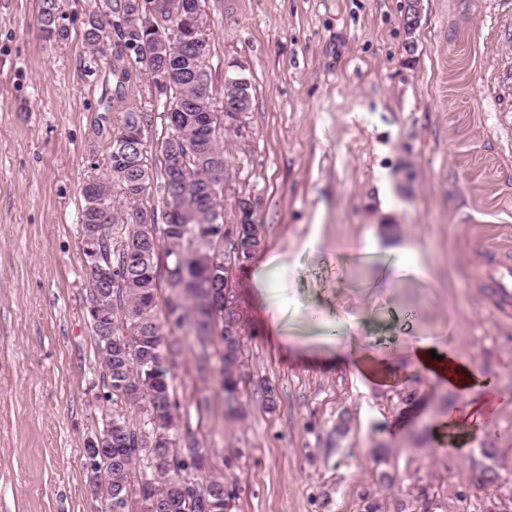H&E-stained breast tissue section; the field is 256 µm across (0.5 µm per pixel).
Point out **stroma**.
Here are the masks:
<instances>
[{
  "instance_id": "obj_1",
  "label": "stroma",
  "mask_w": 512,
  "mask_h": 512,
  "mask_svg": "<svg viewBox=\"0 0 512 512\" xmlns=\"http://www.w3.org/2000/svg\"><path fill=\"white\" fill-rule=\"evenodd\" d=\"M91 2L65 0L67 35L49 42L38 0H0V512L100 506L84 448L112 403L83 309L79 216L83 185L109 172L116 123L107 61L83 41ZM405 4L205 0L216 102L225 74L251 82L226 150L224 222L249 198L262 226L254 261L284 262L262 288L233 272L245 422L224 418L217 361L201 364L194 337L169 338L181 422L213 449L234 512H364L367 497L385 512H512V315L472 274L483 244H512V0H423L411 37ZM402 259L421 275L392 279ZM271 323L286 343L264 336ZM420 336L509 398L494 435L475 431L466 454L436 432L459 395L405 357ZM355 340L389 344V385L336 362Z\"/></svg>"
}]
</instances>
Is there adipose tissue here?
Masks as SVG:
<instances>
[{
	"label": "adipose tissue",
	"instance_id": "adipose-tissue-1",
	"mask_svg": "<svg viewBox=\"0 0 512 512\" xmlns=\"http://www.w3.org/2000/svg\"><path fill=\"white\" fill-rule=\"evenodd\" d=\"M433 348L430 340L419 339L411 342L407 351L415 368L428 373L433 381L463 395L462 404L448 420L449 430L461 439L472 432L476 420L489 417L504 396L490 388L487 382L479 380L466 361L447 353L439 359L431 357Z\"/></svg>",
	"mask_w": 512,
	"mask_h": 512
}]
</instances>
